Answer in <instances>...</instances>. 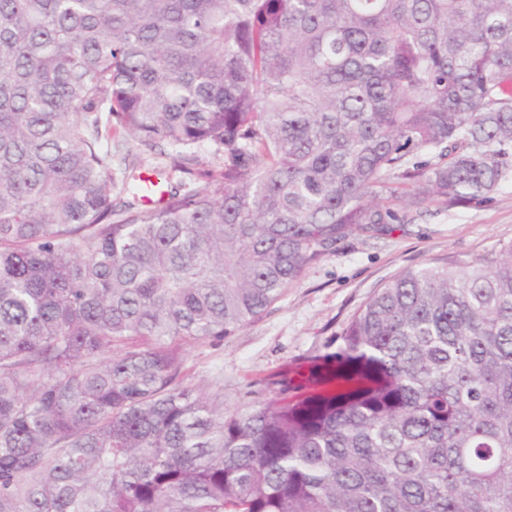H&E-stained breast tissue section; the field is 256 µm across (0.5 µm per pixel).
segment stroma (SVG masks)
Returning <instances> with one entry per match:
<instances>
[{
	"instance_id": "stroma-1",
	"label": "stroma",
	"mask_w": 512,
	"mask_h": 512,
	"mask_svg": "<svg viewBox=\"0 0 512 512\" xmlns=\"http://www.w3.org/2000/svg\"><path fill=\"white\" fill-rule=\"evenodd\" d=\"M105 147L114 169L136 158L145 173L168 167L167 189L193 185L189 175L169 168L168 158L141 152L120 126H113ZM510 242L512 182L479 205L445 209L433 204L415 213L412 223L354 233L310 265L259 320L224 341L186 345L184 382L206 395H223L228 411L283 389L292 395L312 392V370L340 351L353 314L392 276L449 256L467 260Z\"/></svg>"
}]
</instances>
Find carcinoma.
Returning a JSON list of instances; mask_svg holds the SVG:
<instances>
[{"instance_id": "obj_1", "label": "carcinoma", "mask_w": 512, "mask_h": 512, "mask_svg": "<svg viewBox=\"0 0 512 512\" xmlns=\"http://www.w3.org/2000/svg\"><path fill=\"white\" fill-rule=\"evenodd\" d=\"M114 122L201 184L143 207ZM508 181L512 0H0V512H512V243L379 288L343 391L226 413L182 349Z\"/></svg>"}]
</instances>
